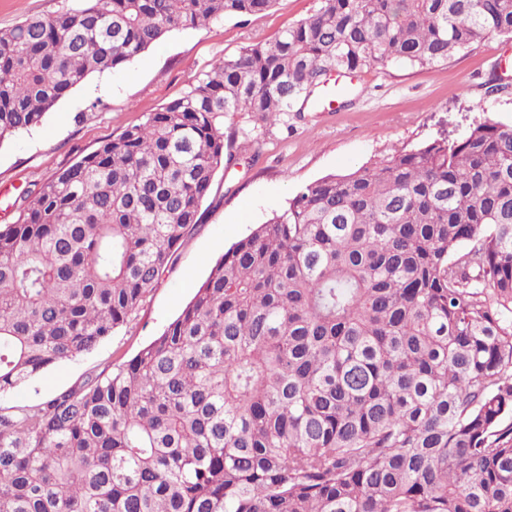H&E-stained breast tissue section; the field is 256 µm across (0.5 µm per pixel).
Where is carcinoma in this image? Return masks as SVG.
<instances>
[{"instance_id": "obj_1", "label": "carcinoma", "mask_w": 512, "mask_h": 512, "mask_svg": "<svg viewBox=\"0 0 512 512\" xmlns=\"http://www.w3.org/2000/svg\"><path fill=\"white\" fill-rule=\"evenodd\" d=\"M276 0H77L0 29V142L167 34ZM512 37V0H320L0 225V398L126 324L236 161L214 119ZM0 512H512V125L300 188L110 374L0 406Z\"/></svg>"}]
</instances>
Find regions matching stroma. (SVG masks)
<instances>
[{
    "mask_svg": "<svg viewBox=\"0 0 512 512\" xmlns=\"http://www.w3.org/2000/svg\"><path fill=\"white\" fill-rule=\"evenodd\" d=\"M319 5L277 0L259 15H231L174 31L123 68L93 74L40 126L0 142V224L17 221L13 201L32 185L142 123L217 61L274 39ZM496 71L502 87L491 94L486 81ZM488 118L512 124V38H492L444 65L362 71L341 107L291 112L274 124L249 112L217 117L216 125L234 136L238 160L217 171L201 205L202 222L184 239L174 263L127 324L92 353L25 383L11 403L40 402L88 373H109L113 364L132 358L181 313L224 251L286 206L300 187L441 135L459 137Z\"/></svg>",
    "mask_w": 512,
    "mask_h": 512,
    "instance_id": "stroma-1",
    "label": "stroma"
}]
</instances>
